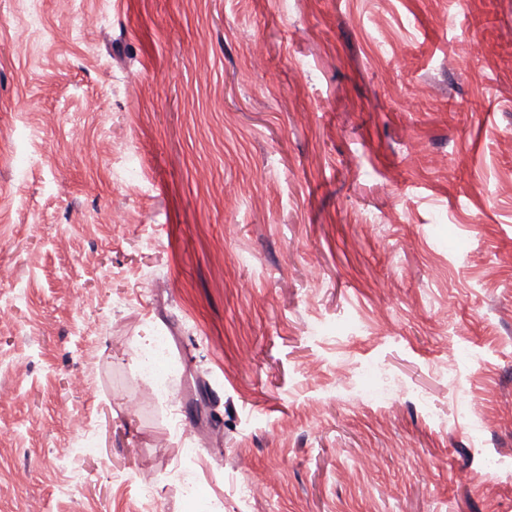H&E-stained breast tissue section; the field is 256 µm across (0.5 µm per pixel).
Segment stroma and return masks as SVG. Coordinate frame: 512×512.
Here are the masks:
<instances>
[{"label": "stroma", "mask_w": 512, "mask_h": 512, "mask_svg": "<svg viewBox=\"0 0 512 512\" xmlns=\"http://www.w3.org/2000/svg\"><path fill=\"white\" fill-rule=\"evenodd\" d=\"M1 430L0 512H512V0H0Z\"/></svg>", "instance_id": "obj_1"}]
</instances>
